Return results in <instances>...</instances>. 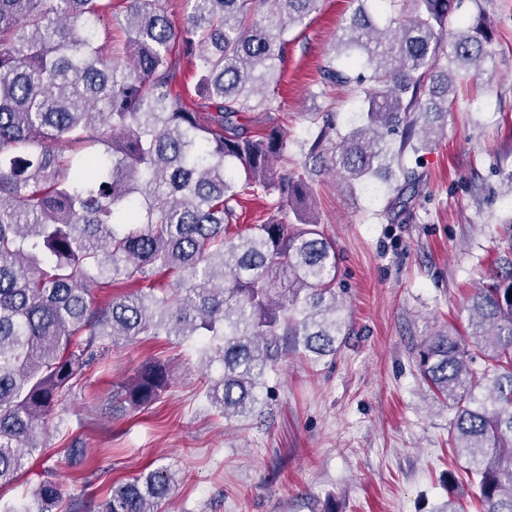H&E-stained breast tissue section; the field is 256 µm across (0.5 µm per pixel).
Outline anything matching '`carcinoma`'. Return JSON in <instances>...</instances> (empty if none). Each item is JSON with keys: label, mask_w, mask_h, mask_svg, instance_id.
Returning a JSON list of instances; mask_svg holds the SVG:
<instances>
[{"label": "carcinoma", "mask_w": 512, "mask_h": 512, "mask_svg": "<svg viewBox=\"0 0 512 512\" xmlns=\"http://www.w3.org/2000/svg\"><path fill=\"white\" fill-rule=\"evenodd\" d=\"M358 6L333 46L325 87H353L361 124L347 134L330 112L313 119L308 156L334 149L350 181L387 178L394 199L416 185L408 155L447 115L455 64L490 55L491 25L454 23L461 0H377L379 27ZM320 0H185L172 27L160 0H125L126 56L112 54V0H0V489L40 453V427L80 384L107 340L165 334L198 341L220 373L205 388L230 420L262 404L284 351L336 354L346 320L338 258L300 204L311 188L273 160L286 132L271 122L285 35ZM193 92L196 102H185ZM251 112L249 128L240 119ZM244 173L239 183L228 161ZM276 194L296 222L273 215L236 240L241 196ZM134 292L107 304L117 281ZM512 259H499L467 298L466 334L422 341L418 370L453 411L451 443L481 512H512ZM489 366L472 368L470 347ZM167 369L144 366L120 390L153 404ZM166 468L112 486L99 512H158ZM69 490L40 481L18 508L57 512Z\"/></svg>", "instance_id": "1"}]
</instances>
